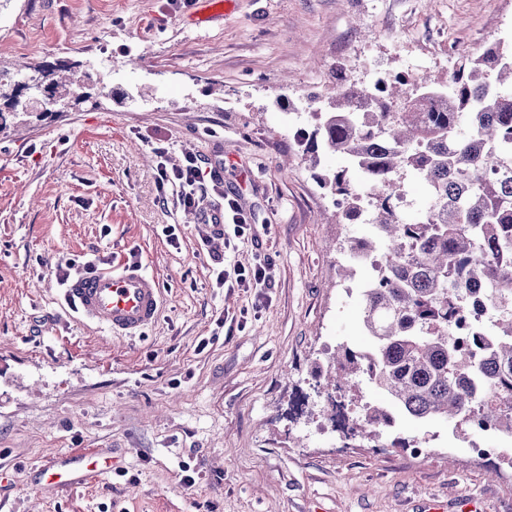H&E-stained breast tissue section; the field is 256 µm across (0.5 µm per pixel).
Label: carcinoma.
Returning <instances> with one entry per match:
<instances>
[{
  "mask_svg": "<svg viewBox=\"0 0 512 512\" xmlns=\"http://www.w3.org/2000/svg\"><path fill=\"white\" fill-rule=\"evenodd\" d=\"M28 79L68 109L87 99V72L65 80L57 67L41 66ZM19 86L16 74L0 69V131L10 120L45 116L21 101ZM326 99L310 112L314 128L299 141L302 153L312 169L323 150L366 175L369 224L379 236L361 245L380 260L375 286L362 292L370 353L337 344L326 389L354 399L366 380L404 418H441L461 431L477 414L491 433L512 438V43L462 56L447 84L399 74L371 87L337 86ZM424 101L431 111H421ZM408 175L429 190L412 221L394 203ZM315 178L341 200L338 223L358 220L363 194L347 170ZM353 249L336 242L344 279L354 272ZM478 286L495 312L489 328L480 323L485 310H466ZM390 424L374 404L350 435L376 440Z\"/></svg>",
  "mask_w": 512,
  "mask_h": 512,
  "instance_id": "carcinoma-1",
  "label": "carcinoma"
}]
</instances>
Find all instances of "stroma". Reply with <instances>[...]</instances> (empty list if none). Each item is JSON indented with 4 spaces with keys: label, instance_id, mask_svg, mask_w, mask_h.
Segmentation results:
<instances>
[{
    "label": "stroma",
    "instance_id": "35a3bbf8",
    "mask_svg": "<svg viewBox=\"0 0 512 512\" xmlns=\"http://www.w3.org/2000/svg\"><path fill=\"white\" fill-rule=\"evenodd\" d=\"M512 40V0H0V67L77 63L89 101L0 133V512H423L431 498L512 512V466L432 419L344 443L320 429L314 378L337 343L366 351L357 266L336 280L338 226L290 122L333 73L448 81L456 42ZM167 165L222 168L251 230L203 226L163 200ZM174 227L167 237L166 227ZM267 282L220 288L215 255ZM141 266L163 307L142 336H112L65 301L63 273ZM206 348H199L201 339ZM306 394L301 415L286 413ZM414 437L421 454L392 447ZM93 448L120 473L39 489L35 464ZM196 479L192 488L183 473Z\"/></svg>",
    "mask_w": 512,
    "mask_h": 512
}]
</instances>
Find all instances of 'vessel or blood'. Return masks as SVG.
<instances>
[{"label": "vessel or blood", "mask_w": 512, "mask_h": 512, "mask_svg": "<svg viewBox=\"0 0 512 512\" xmlns=\"http://www.w3.org/2000/svg\"><path fill=\"white\" fill-rule=\"evenodd\" d=\"M67 297L76 313L116 336H137L160 317L163 295L156 279L141 268L126 266L83 275L72 282ZM111 463L97 450L41 461L39 482L63 489L92 482Z\"/></svg>", "instance_id": "obj_1"}]
</instances>
